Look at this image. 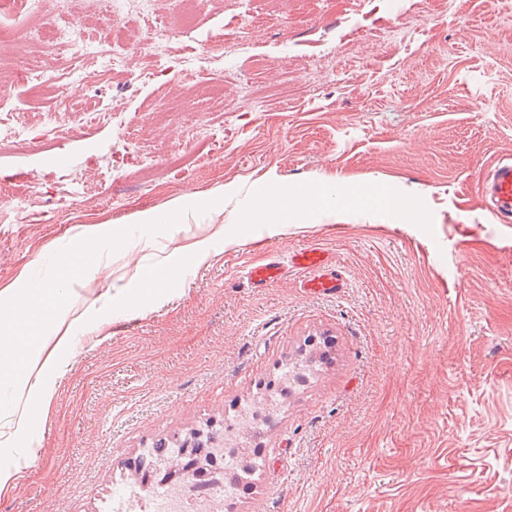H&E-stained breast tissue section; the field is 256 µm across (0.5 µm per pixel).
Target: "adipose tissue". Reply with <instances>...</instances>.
<instances>
[{
    "mask_svg": "<svg viewBox=\"0 0 512 512\" xmlns=\"http://www.w3.org/2000/svg\"><path fill=\"white\" fill-rule=\"evenodd\" d=\"M224 190L216 188L192 197L179 196L161 209L143 208L131 213V224H193L198 217L222 215ZM224 227L212 225L209 235L173 248L152 264L163 273L165 286L179 280L176 259L189 256L204 261L210 255L211 241L223 237ZM111 221L88 225L83 240L71 253L74 270L68 282L88 283L99 278L106 261L97 247L100 240H117ZM135 287L109 288L97 296L74 304L55 288H22L18 283L0 285V389L11 394L8 406L0 408V454L16 456L12 466H0V497L11 494L23 467L37 456L25 442L33 425L42 417L54 393V382L66 370L64 355L71 346L75 325L86 322L100 310L126 307L144 297L160 298L164 288L150 286L142 273L135 271Z\"/></svg>",
    "mask_w": 512,
    "mask_h": 512,
    "instance_id": "ef3b65f1",
    "label": "adipose tissue"
}]
</instances>
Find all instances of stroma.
<instances>
[{
  "label": "stroma",
  "mask_w": 512,
  "mask_h": 512,
  "mask_svg": "<svg viewBox=\"0 0 512 512\" xmlns=\"http://www.w3.org/2000/svg\"><path fill=\"white\" fill-rule=\"evenodd\" d=\"M264 0L234 43L240 0L198 8L196 40L156 78L137 53L101 93L90 59L55 54L59 81L15 88L25 129L0 145V173L25 219L0 218V284L55 282V260L87 225L120 221L130 244L101 241L110 280L132 286L150 250L204 236V224L124 216L224 186V237L187 262L164 300L103 310L77 325L44 418L41 451L0 512H104L158 441L236 429L260 447L252 489L224 512H512V224L479 186L512 155V10L501 0ZM0 77L43 65L24 9L0 21ZM397 27V49L362 37ZM249 75L248 82L237 73ZM122 113L62 139L44 134L58 103ZM144 163L117 165L125 130ZM320 194L271 232L244 223L271 188ZM391 193L412 214L380 206ZM336 261L340 293L304 291L289 270L252 287L245 267L305 247ZM329 363L302 388L287 369Z\"/></svg>",
  "instance_id": "35a3bbf8"
}]
</instances>
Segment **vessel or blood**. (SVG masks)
<instances>
[{"label": "vessel or blood", "instance_id": "vessel-or-blood-1", "mask_svg": "<svg viewBox=\"0 0 512 512\" xmlns=\"http://www.w3.org/2000/svg\"><path fill=\"white\" fill-rule=\"evenodd\" d=\"M482 193L499 223L512 222V161L498 162L482 184ZM306 272L305 285L309 292L336 294L343 282L329 255L317 247L296 251L288 259L270 258L265 264L252 267L247 272L248 280L256 286L283 277L289 268Z\"/></svg>", "mask_w": 512, "mask_h": 512}]
</instances>
